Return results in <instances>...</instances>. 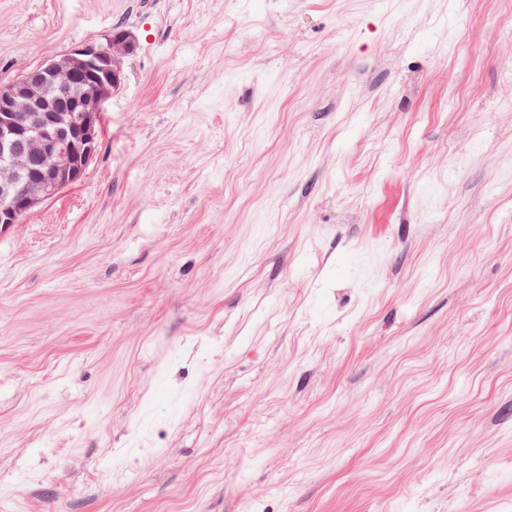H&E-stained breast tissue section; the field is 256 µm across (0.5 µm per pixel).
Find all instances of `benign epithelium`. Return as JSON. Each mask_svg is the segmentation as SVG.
I'll list each match as a JSON object with an SVG mask.
<instances>
[{
  "label": "benign epithelium",
  "instance_id": "1",
  "mask_svg": "<svg viewBox=\"0 0 512 512\" xmlns=\"http://www.w3.org/2000/svg\"><path fill=\"white\" fill-rule=\"evenodd\" d=\"M131 50L127 33L112 35L0 84V224L18 223L82 177Z\"/></svg>",
  "mask_w": 512,
  "mask_h": 512
}]
</instances>
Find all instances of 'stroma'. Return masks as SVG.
<instances>
[{
    "label": "stroma",
    "mask_w": 512,
    "mask_h": 512,
    "mask_svg": "<svg viewBox=\"0 0 512 512\" xmlns=\"http://www.w3.org/2000/svg\"><path fill=\"white\" fill-rule=\"evenodd\" d=\"M117 28L0 233V512H512V0H0V83Z\"/></svg>",
    "instance_id": "1"
}]
</instances>
